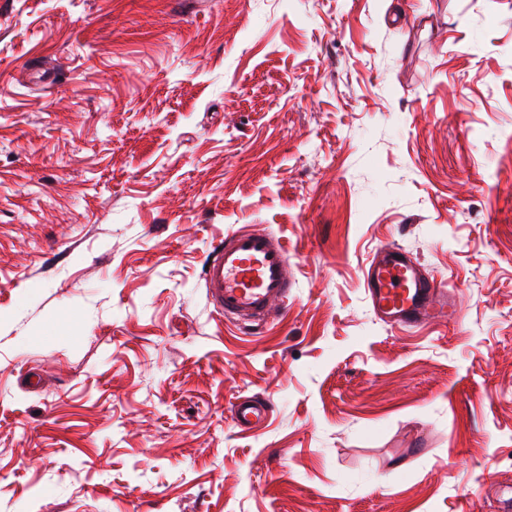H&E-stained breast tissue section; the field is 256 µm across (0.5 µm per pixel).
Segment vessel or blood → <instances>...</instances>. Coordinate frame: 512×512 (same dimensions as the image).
<instances>
[{
  "mask_svg": "<svg viewBox=\"0 0 512 512\" xmlns=\"http://www.w3.org/2000/svg\"><path fill=\"white\" fill-rule=\"evenodd\" d=\"M288 249L279 235L241 229L225 236L206 260L202 279L209 303L225 317L262 325L275 316L278 300L291 286ZM375 316L409 326L453 315L455 294L428 275L407 251L388 245L376 251L363 282ZM266 416V407L252 397L238 403L234 424L247 430Z\"/></svg>",
  "mask_w": 512,
  "mask_h": 512,
  "instance_id": "b4317fda",
  "label": "vessel or blood"
}]
</instances>
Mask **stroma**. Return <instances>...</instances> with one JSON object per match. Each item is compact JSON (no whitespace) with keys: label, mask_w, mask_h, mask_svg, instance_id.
Masks as SVG:
<instances>
[{"label":"stroma","mask_w":512,"mask_h":512,"mask_svg":"<svg viewBox=\"0 0 512 512\" xmlns=\"http://www.w3.org/2000/svg\"><path fill=\"white\" fill-rule=\"evenodd\" d=\"M241 228L258 330L202 281ZM385 244L458 321L375 317ZM511 498L512 0H0V512ZM288 249L279 235L241 229L225 236L206 260L202 279L209 303L224 317L260 326L288 295ZM266 407L258 398L252 397L238 403L232 413L234 424L247 430L260 423L266 416Z\"/></svg>","instance_id":"1"}]
</instances>
